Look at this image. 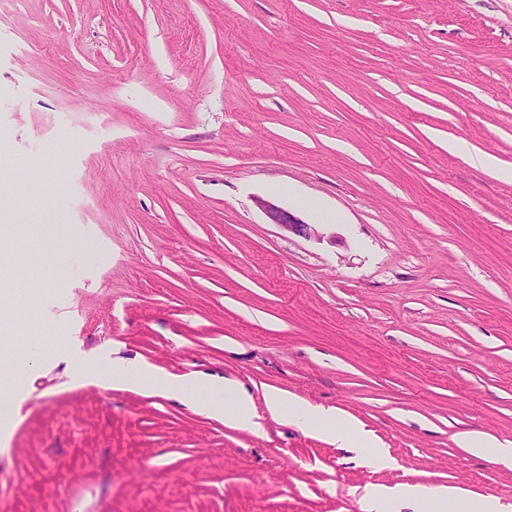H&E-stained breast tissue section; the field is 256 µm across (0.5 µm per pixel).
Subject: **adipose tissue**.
<instances>
[{
	"instance_id": "adipose-tissue-1",
	"label": "adipose tissue",
	"mask_w": 512,
	"mask_h": 512,
	"mask_svg": "<svg viewBox=\"0 0 512 512\" xmlns=\"http://www.w3.org/2000/svg\"><path fill=\"white\" fill-rule=\"evenodd\" d=\"M96 376L113 385H136L154 394L174 398L192 406L196 411L223 419L225 425L250 432L261 430L262 425L252 397L235 381L227 379L211 384L210 398L197 396L200 379L192 374L166 375L154 367L113 362L112 366L99 367ZM266 409L272 417L310 427L340 448H371L375 442L364 434L357 422L336 414L335 411L316 407L278 389L265 393ZM469 495L461 488L450 486L429 487L403 485L389 491L367 494L363 499V512H382L390 507L392 512H446L449 504L469 502Z\"/></svg>"
}]
</instances>
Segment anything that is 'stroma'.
<instances>
[{
	"label": "stroma",
	"mask_w": 512,
	"mask_h": 512,
	"mask_svg": "<svg viewBox=\"0 0 512 512\" xmlns=\"http://www.w3.org/2000/svg\"><path fill=\"white\" fill-rule=\"evenodd\" d=\"M512 0H0L13 343L0 512H362L378 486L512 504ZM265 198L321 225L267 223ZM232 378L263 430L98 385ZM276 388L382 465L266 413ZM448 150L451 153L464 155L468 162L475 166L488 170L498 171L502 177L512 176L511 169L501 168L498 159L489 153L473 151L466 143L458 140H452L448 143ZM467 448L473 453H484V448H497L493 456L497 463L512 468V443L502 444L496 439H489L481 434L467 436L465 439Z\"/></svg>",
	"instance_id": "1"
}]
</instances>
